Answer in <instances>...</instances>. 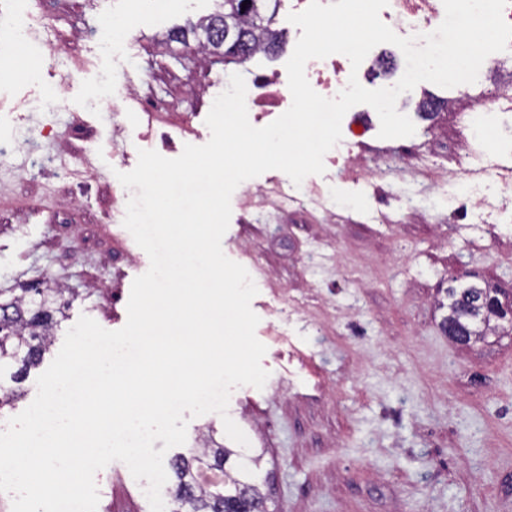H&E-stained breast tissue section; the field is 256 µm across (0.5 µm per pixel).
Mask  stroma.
Returning <instances> with one entry per match:
<instances>
[{
	"label": "stroma",
	"mask_w": 512,
	"mask_h": 512,
	"mask_svg": "<svg viewBox=\"0 0 512 512\" xmlns=\"http://www.w3.org/2000/svg\"><path fill=\"white\" fill-rule=\"evenodd\" d=\"M215 0H23L31 34L0 67V298L53 281L70 305L117 330L150 265L124 227L118 180L139 150L178 157L208 142L209 98L231 74L285 75L289 52L225 63L168 41ZM130 34L103 45L106 19ZM405 71L398 47L359 67L368 89ZM448 89L419 83L400 101L416 131L379 138L357 107L351 130L307 176V208L283 211L271 170L231 197L224 253L258 293L263 389L231 393L228 414L262 454L253 479L267 512H512V323L463 348L440 324L449 287L496 289L512 304V178L464 184L473 140L454 114L417 113ZM353 168H346V158ZM83 166L74 175L71 164ZM112 512H151L146 484L119 461L95 475Z\"/></svg>",
	"instance_id": "1"
}]
</instances>
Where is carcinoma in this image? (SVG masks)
<instances>
[{
	"label": "carcinoma",
	"mask_w": 512,
	"mask_h": 512,
	"mask_svg": "<svg viewBox=\"0 0 512 512\" xmlns=\"http://www.w3.org/2000/svg\"><path fill=\"white\" fill-rule=\"evenodd\" d=\"M217 9L189 30H179L170 40L183 42L191 33L206 52L222 54L233 62L237 54L249 57L256 52H272L284 46L285 32L271 27L280 0H216ZM234 30L243 45L238 52L224 42L226 28ZM65 289L45 283L44 287L22 288L10 300L0 301V410L23 396L22 383L43 362L53 343L55 331L64 318L68 303ZM236 451L215 440L213 431L203 435L197 448L179 454L171 461L173 487L169 512H226L224 496L240 495L235 512H266L264 496L252 483V468L262 456L239 455L236 473L228 484L217 487L201 480V468L222 474L224 462Z\"/></svg>",
	"instance_id": "cac0c4a2"
}]
</instances>
